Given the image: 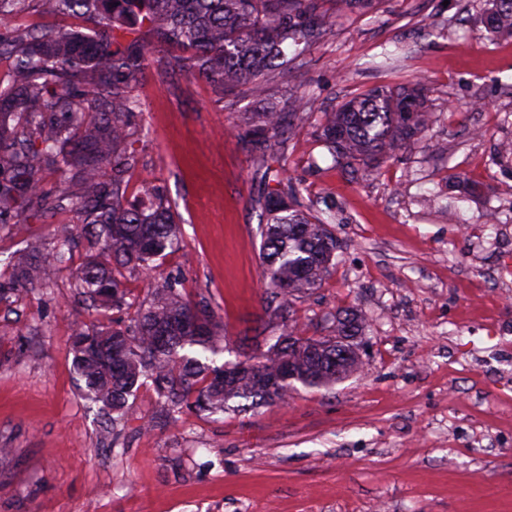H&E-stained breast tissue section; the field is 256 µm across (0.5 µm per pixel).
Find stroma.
<instances>
[{"mask_svg": "<svg viewBox=\"0 0 512 512\" xmlns=\"http://www.w3.org/2000/svg\"><path fill=\"white\" fill-rule=\"evenodd\" d=\"M323 9L333 33L307 55L300 92L328 110L421 80L433 111L425 136L369 175L334 167L310 122L269 161L304 204L336 207L335 266L293 308L314 337L339 309L365 314L359 369L330 391L211 418L169 412L146 384L107 444L70 354L75 328L99 316L61 272L0 304V446L16 451L0 512H512V158L495 156L512 140V39L486 30L484 0ZM140 93L148 135L126 194L146 179L165 189L183 239L162 272L210 303L233 352L253 353L244 337L281 327L266 314L263 180L234 132L252 99L242 89L224 107L177 72H150ZM54 225L0 224V274Z\"/></svg>", "mask_w": 512, "mask_h": 512, "instance_id": "1", "label": "stroma"}]
</instances>
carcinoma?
<instances>
[{"mask_svg":"<svg viewBox=\"0 0 512 512\" xmlns=\"http://www.w3.org/2000/svg\"><path fill=\"white\" fill-rule=\"evenodd\" d=\"M484 23L512 36V0H486ZM323 0H0V59L12 75L0 84V223L46 222L61 211L76 223L56 226L53 244L32 238L11 260L0 301L42 286L66 268L80 241L89 258L74 288L107 315L125 300L118 278L149 281L129 324L79 327L70 352L82 395L118 434L129 396L151 382L173 411L199 415L244 412L290 399L302 389L332 390L360 365L356 339L365 326L357 311L336 316L334 334L306 336L293 317L298 294L321 286L339 245L330 225L336 211L312 213L288 179L258 199L268 312L283 332L257 355L221 361L229 351L224 323L177 282L157 276L159 260L181 243L173 206L144 180L125 194L136 164L132 118L153 60L179 52V71L212 83L219 95L242 86L261 104L242 113L236 136L256 168L265 167L288 130L317 109L315 94L296 95L294 65L330 33ZM38 14L43 24L25 18ZM76 18L78 27L51 23ZM281 102L288 111L280 112ZM432 112L419 83L376 87L321 113L316 136L335 166L370 172L399 147L421 139ZM57 182L48 188L43 172Z\"/></svg>","mask_w":512,"mask_h":512,"instance_id":"obj_1","label":"carcinoma"}]
</instances>
